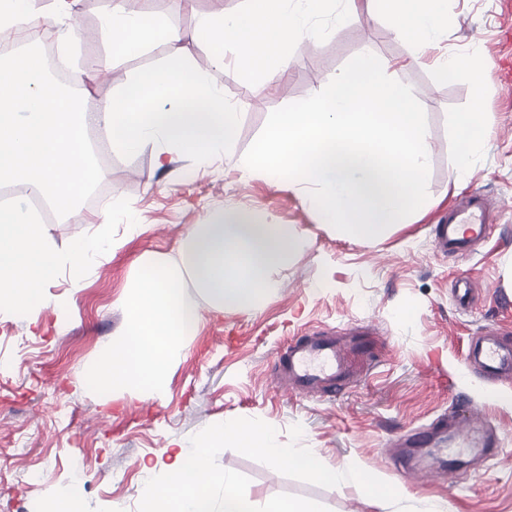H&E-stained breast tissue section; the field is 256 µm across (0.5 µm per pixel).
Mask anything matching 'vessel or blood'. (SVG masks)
Segmentation results:
<instances>
[{
	"mask_svg": "<svg viewBox=\"0 0 512 512\" xmlns=\"http://www.w3.org/2000/svg\"><path fill=\"white\" fill-rule=\"evenodd\" d=\"M489 231V213L482 194L474 193L451 210L433 229L436 248L443 254L467 255L475 241ZM348 348L332 336L311 335L289 345L279 360V369L299 394L316 391L341 393L353 380L347 362ZM477 354L485 375L512 372V345L493 337L486 339Z\"/></svg>",
	"mask_w": 512,
	"mask_h": 512,
	"instance_id": "b4317fda",
	"label": "vessel or blood"
}]
</instances>
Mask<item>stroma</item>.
Returning a JSON list of instances; mask_svg holds the SVG:
<instances>
[{"instance_id": "35a3bbf8", "label": "stroma", "mask_w": 512, "mask_h": 512, "mask_svg": "<svg viewBox=\"0 0 512 512\" xmlns=\"http://www.w3.org/2000/svg\"><path fill=\"white\" fill-rule=\"evenodd\" d=\"M110 0H68L51 32L59 54L87 68L81 93L87 110L150 77L166 48L113 56L99 18ZM245 0H150L147 10L185 35L184 56L206 65L208 43L195 34L198 18L216 11L241 13ZM330 35L299 49L288 78L273 87L244 71L232 50L210 79L237 114L234 149L210 166L173 150L156 167L157 146L112 153L102 166L104 195L83 202L74 221L48 231L59 252L81 239L105 237L119 248L95 256L83 285L71 290L67 273L45 288L36 315H0V512H44L48 500L78 496L83 512H138L144 466L169 442H188L205 427L258 418L288 442L293 425L302 445L329 469L359 467L380 476L413 512L430 500H448L455 512H512V377L486 378L468 358L470 342L497 328L512 342V312L498 310L512 296V0H448V25L421 63H410V43L397 39L385 17L358 9L343 21L327 17ZM395 62L394 79L410 86L427 118L430 146L428 199L421 216L397 224L379 239L340 236L321 224L304 188L272 184L243 169V156L274 109L322 90L360 53ZM483 61L479 77L449 73L437 57ZM482 109L483 127L468 121ZM473 165L463 189L453 175L463 154ZM479 191L491 213V235L467 257L438 252L431 226L460 191ZM228 205L270 224L293 226L302 239L279 275V286L257 310L215 313L200 302V325L168 370L159 397L109 399L91 366L126 328L123 294L142 256L172 255L189 230L220 216ZM468 271L474 296L458 305L456 270ZM65 296L67 313L55 309ZM316 332L341 339L362 334L373 365L357 373L340 395L285 393L278 356L288 343ZM468 427L470 446L483 435L499 439L481 456L466 455L452 437L407 448L406 436L438 417ZM220 467L250 480L256 504L285 493L316 501L329 512H398L370 503L347 481L324 488L280 474L232 449Z\"/></svg>"}]
</instances>
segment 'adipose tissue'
<instances>
[{
  "instance_id": "ef3b65f1",
  "label": "adipose tissue",
  "mask_w": 512,
  "mask_h": 512,
  "mask_svg": "<svg viewBox=\"0 0 512 512\" xmlns=\"http://www.w3.org/2000/svg\"><path fill=\"white\" fill-rule=\"evenodd\" d=\"M30 0H0V33L34 25L51 31L65 0L54 8L31 10ZM247 17L221 12L202 16L198 31L212 45L213 67L224 65V48L233 46L246 67L280 84L304 43L317 44L325 29L310 15L334 8L336 0H250ZM384 11L394 36L418 52L431 48L448 22V0H346ZM102 34L113 54L126 56L162 43L168 60L146 79L136 80L96 112H87L76 86L82 70L63 85L48 72L35 44L0 58V180L35 188L62 216L77 212L101 172L86 141L88 124L106 134L111 147L132 151L159 144L156 164L169 148L192 153L206 164L232 147L237 115L214 83L183 59V35L162 17L142 10L139 0H115ZM300 237L285 224H268L230 207L207 224L195 225L177 254L143 258L141 272L124 301L126 329L104 349L92 369L100 389L163 395L167 370L182 343L199 326L198 304L182 294L191 285L217 310L248 312L278 286L277 275ZM103 242L80 240L58 253L45 224L15 208H0V314L34 310L60 266L80 287L91 254Z\"/></svg>"
}]
</instances>
